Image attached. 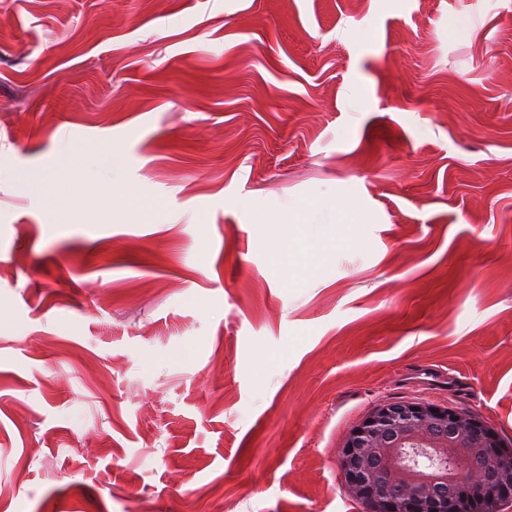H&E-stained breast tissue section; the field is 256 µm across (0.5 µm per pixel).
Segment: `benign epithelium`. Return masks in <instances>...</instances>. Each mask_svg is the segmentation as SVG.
Segmentation results:
<instances>
[{
	"instance_id": "1",
	"label": "benign epithelium",
	"mask_w": 512,
	"mask_h": 512,
	"mask_svg": "<svg viewBox=\"0 0 512 512\" xmlns=\"http://www.w3.org/2000/svg\"><path fill=\"white\" fill-rule=\"evenodd\" d=\"M349 495L368 512H500L512 447L483 419L428 402L380 405L339 450Z\"/></svg>"
}]
</instances>
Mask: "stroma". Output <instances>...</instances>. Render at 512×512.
<instances>
[{"label": "stroma", "instance_id": "obj_1", "mask_svg": "<svg viewBox=\"0 0 512 512\" xmlns=\"http://www.w3.org/2000/svg\"><path fill=\"white\" fill-rule=\"evenodd\" d=\"M0 21V512H367L337 450L397 401L512 445V0ZM107 144L113 190L46 224L24 173ZM333 199L356 243L267 260Z\"/></svg>", "mask_w": 512, "mask_h": 512}]
</instances>
